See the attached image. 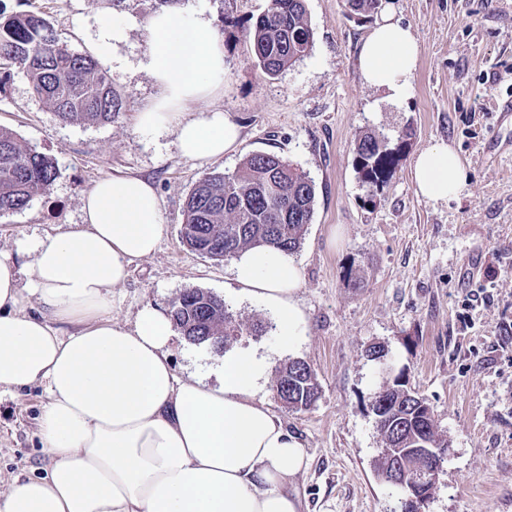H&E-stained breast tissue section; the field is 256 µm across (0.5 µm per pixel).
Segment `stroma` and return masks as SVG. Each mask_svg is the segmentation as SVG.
Wrapping results in <instances>:
<instances>
[{
  "instance_id": "obj_1",
  "label": "stroma",
  "mask_w": 512,
  "mask_h": 512,
  "mask_svg": "<svg viewBox=\"0 0 512 512\" xmlns=\"http://www.w3.org/2000/svg\"><path fill=\"white\" fill-rule=\"evenodd\" d=\"M1 1L10 12H42L62 42L94 58L105 18L131 27L101 66L120 101L109 123L59 121L23 71L0 70V125L56 166L52 185L27 208L0 214V252L28 263L19 244L81 223L82 197L97 180L148 179L163 231L155 253L134 261L127 283L114 289L112 315L131 324L144 305L167 310L183 292L209 291L243 321L268 323L237 347H264L276 367L311 366L320 391L310 408L288 409L269 385L260 392L305 446L308 466L296 489L308 512H401L402 491L375 467L382 440L369 402L387 379L385 362L426 399L448 441L422 512H512V124L501 120L502 104L512 101V0H390L419 46L400 102L365 83L359 51L375 19L349 16L345 0H306L313 47L273 78L254 65L247 38L269 0H176L172 11H202L223 38V87L208 106L242 132L234 152L203 165L179 154L173 131L137 126L160 93L143 67L158 0ZM370 132L397 154L374 192L355 166V143ZM441 141L457 150L468 178L458 198L435 202L416 194L411 167ZM252 153L283 157L315 185L313 220L294 255L307 322L291 352L277 348L275 316L235 291L232 260L192 251L181 238L198 179L233 173ZM353 275L360 287H351ZM375 344L385 346V362L368 357ZM171 358L178 376L218 383L223 353L178 333ZM46 401L40 386L0 395V494L14 478L45 471Z\"/></svg>"
}]
</instances>
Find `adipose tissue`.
Instances as JSON below:
<instances>
[{"label":"adipose tissue","mask_w":512,"mask_h":512,"mask_svg":"<svg viewBox=\"0 0 512 512\" xmlns=\"http://www.w3.org/2000/svg\"><path fill=\"white\" fill-rule=\"evenodd\" d=\"M148 32L144 67L160 94L140 112V128L174 131L181 156L194 162L235 150L241 132L230 116L187 114L223 82L224 42L209 20L163 11ZM418 56L409 27L384 6L361 45L365 82L403 100ZM412 175L417 193L434 201L456 197L467 179L446 143L420 151ZM81 211V223L34 243L26 270L0 254V389L44 386L40 438L51 459L45 475L0 494V512H301L294 483L307 454L257 396L267 357L226 352L223 382L210 388L176 375L166 310L143 306L131 327L112 316L113 289L134 260L154 254L162 233L154 188L133 175L104 178ZM233 278L276 316L279 348H292L306 323L294 300L299 265L258 246L236 257Z\"/></svg>","instance_id":"ef3b65f1"}]
</instances>
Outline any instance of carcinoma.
Here are the masks:
<instances>
[{"label": "carcinoma", "mask_w": 512, "mask_h": 512, "mask_svg": "<svg viewBox=\"0 0 512 512\" xmlns=\"http://www.w3.org/2000/svg\"><path fill=\"white\" fill-rule=\"evenodd\" d=\"M349 13L367 16L378 0H346ZM314 42L305 0H270L267 11L249 31L255 64L270 77L306 56ZM0 65L26 72L34 93L62 122L106 123L119 114L111 78L88 55H79L56 38L38 11L5 14L0 8ZM356 168L370 189L380 187L394 164L392 149L372 133L355 146ZM56 177L51 158L26 145L13 130L0 127V213L25 208ZM316 201L313 181L282 157L255 153L232 174L204 175L184 207L182 240L210 258L224 260L245 249L267 245L289 254L301 246L312 223ZM173 321L194 343L205 336H224L229 345L242 323L217 296L203 290L180 295ZM273 391L291 409H307L319 396L310 366L292 360L274 370ZM374 396L387 402L378 424L384 448L377 468L388 471L393 458L408 448H446L435 430L427 402L413 394L397 375Z\"/></svg>", "instance_id": "obj_1"}]
</instances>
